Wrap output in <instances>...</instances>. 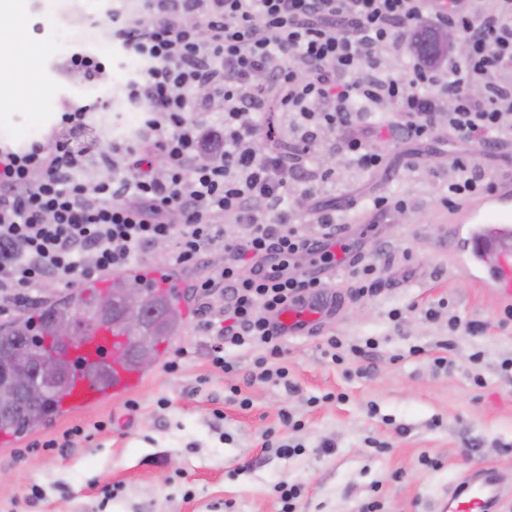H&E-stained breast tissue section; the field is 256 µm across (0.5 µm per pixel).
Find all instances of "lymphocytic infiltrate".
I'll list each match as a JSON object with an SVG mask.
<instances>
[{"instance_id":"obj_1","label":"lymphocytic infiltrate","mask_w":512,"mask_h":512,"mask_svg":"<svg viewBox=\"0 0 512 512\" xmlns=\"http://www.w3.org/2000/svg\"><path fill=\"white\" fill-rule=\"evenodd\" d=\"M140 17L113 15V34L145 66L130 97L149 114L148 138L111 180L79 182V158L35 143L0 149V315L33 303L49 280L72 284L92 273L127 270L166 244L183 267L224 263L195 281L213 368L236 370L225 351L259 348L249 381L287 380L285 336L275 317L330 284L336 266V213L318 204L329 173L319 156L289 164L277 148L260 152L267 102L293 119L302 147L337 134V149L363 170L382 166L368 150L381 133L416 140L433 126L488 146L512 143V0H141ZM452 26L468 46L464 66L415 58L386 69L384 52L420 23ZM221 108L220 130L204 135L188 110ZM390 110L387 126L366 123ZM302 185L312 228L288 203ZM494 181L472 161L448 176L454 197L483 195ZM242 226L224 237L227 221ZM315 259L299 276L290 264Z\"/></svg>"}]
</instances>
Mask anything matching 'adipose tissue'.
Masks as SVG:
<instances>
[{"label":"adipose tissue","mask_w":512,"mask_h":512,"mask_svg":"<svg viewBox=\"0 0 512 512\" xmlns=\"http://www.w3.org/2000/svg\"><path fill=\"white\" fill-rule=\"evenodd\" d=\"M23 21L18 0H0V72L13 73L6 92L17 97L32 94L38 57L37 46L22 36Z\"/></svg>","instance_id":"adipose-tissue-1"}]
</instances>
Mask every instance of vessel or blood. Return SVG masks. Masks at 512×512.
<instances>
[{
  "instance_id": "obj_1",
  "label": "vessel or blood",
  "mask_w": 512,
  "mask_h": 512,
  "mask_svg": "<svg viewBox=\"0 0 512 512\" xmlns=\"http://www.w3.org/2000/svg\"><path fill=\"white\" fill-rule=\"evenodd\" d=\"M464 227L468 246L463 260L478 273L479 283L512 300V183L472 200L454 213ZM338 302L322 294L291 305L276 324L290 336H307L319 323L332 319ZM128 331L103 318L91 320L87 338L67 346L64 357L75 368L73 383L58 405L74 409L105 397L127 396L142 385V370L127 355ZM502 479L496 469L477 466L440 498L435 512H497Z\"/></svg>"
}]
</instances>
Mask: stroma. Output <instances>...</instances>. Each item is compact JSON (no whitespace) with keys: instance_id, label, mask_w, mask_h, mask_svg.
I'll list each match as a JSON object with an SVG mask.
<instances>
[{"instance_id":"obj_1","label":"stroma","mask_w":512,"mask_h":512,"mask_svg":"<svg viewBox=\"0 0 512 512\" xmlns=\"http://www.w3.org/2000/svg\"><path fill=\"white\" fill-rule=\"evenodd\" d=\"M136 0H22L23 36L38 44L33 97H0V147L19 150L32 141L83 149L77 173L92 185L109 177L103 156L136 146L148 117L130 99L138 57L112 39V16L136 13ZM94 54L105 71L86 80L67 72L73 54ZM81 110L80 129L61 125L65 111ZM326 133L315 149L332 176L321 200L335 209L338 226L364 262L378 263L372 296L350 298L348 267L336 269L346 292L339 320L310 336L286 339L288 381L243 384L256 349H231L239 371L213 369L209 336L200 328V303L189 285L196 268L175 266L166 247L143 256L142 266L164 265L183 300L185 321L173 349H187L177 372L163 361L134 392L137 410L104 400L62 413L0 447V512H280L275 486L301 484L296 512H430L432 502L477 465L497 467L508 488L501 512H512V322L500 325L505 302L482 288L460 261L456 227L447 203L448 174L456 159L473 160L494 180H512V150L490 152L433 130L422 143L381 137L375 145L389 165L378 172L348 166ZM404 198V220L366 223L360 201ZM446 302L438 318L427 309ZM399 319H391L392 310ZM460 328L449 332L448 318ZM483 325L469 335V324ZM377 343L373 360L323 354L327 337ZM479 364H472L473 354ZM447 356L439 370L434 357ZM484 384L476 386L473 377ZM239 384L248 409L225 401ZM168 408H158L159 398ZM301 419V454L284 458L265 447L267 430L287 434L281 411ZM109 421L97 431V421ZM81 426L89 438L48 451L39 441ZM430 465H423V458Z\"/></svg>"}]
</instances>
